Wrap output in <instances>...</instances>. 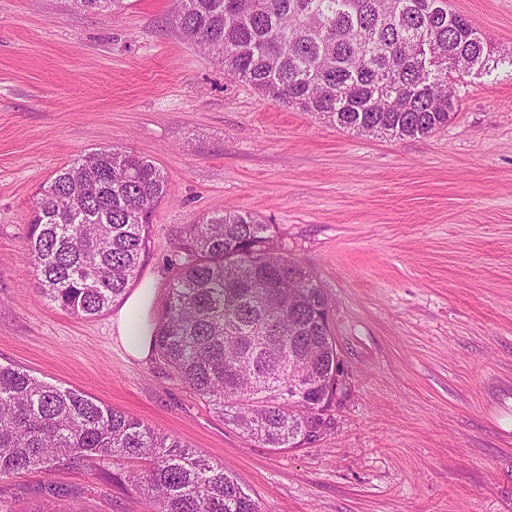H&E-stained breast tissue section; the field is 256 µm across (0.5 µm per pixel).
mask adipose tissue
I'll use <instances>...</instances> for the list:
<instances>
[{
	"label": "adipose tissue",
	"instance_id": "ef3b65f1",
	"mask_svg": "<svg viewBox=\"0 0 512 512\" xmlns=\"http://www.w3.org/2000/svg\"><path fill=\"white\" fill-rule=\"evenodd\" d=\"M154 301L152 286L138 288L116 317L117 331L126 351L136 359L149 357L152 347L149 311Z\"/></svg>",
	"mask_w": 512,
	"mask_h": 512
}]
</instances>
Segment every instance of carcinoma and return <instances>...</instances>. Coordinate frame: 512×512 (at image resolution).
I'll list each match as a JSON object with an SVG mask.
<instances>
[{"instance_id":"cac0c4a2","label":"carcinoma","mask_w":512,"mask_h":512,"mask_svg":"<svg viewBox=\"0 0 512 512\" xmlns=\"http://www.w3.org/2000/svg\"><path fill=\"white\" fill-rule=\"evenodd\" d=\"M124 0H73L107 10ZM171 23L228 75L330 125L385 138H426L460 99L448 81L503 60L448 0H174ZM168 194L150 159L112 146L56 171L32 202L28 249L38 293L75 316L121 302L149 249ZM153 325L173 375L243 437L274 451L331 428L342 403L328 298L281 252L276 226L239 211L184 228ZM112 460L106 474L153 498L157 512H262L238 479L140 420L72 388L0 365V479ZM148 465L122 475L121 462Z\"/></svg>"}]
</instances>
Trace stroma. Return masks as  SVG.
Returning <instances> with one entry per match:
<instances>
[{
    "label": "stroma",
    "instance_id": "1",
    "mask_svg": "<svg viewBox=\"0 0 512 512\" xmlns=\"http://www.w3.org/2000/svg\"><path fill=\"white\" fill-rule=\"evenodd\" d=\"M171 7L0 0V363L224 464L264 512H512V0H448L503 60L466 76L447 126L395 140L263 98ZM106 145L168 178L141 273L156 296L183 228L229 208L276 225L323 288L350 389L317 442L247 441L157 355L130 357L114 312L39 295L33 197ZM47 484L63 512H157L86 465L0 479V512H38Z\"/></svg>",
    "mask_w": 512,
    "mask_h": 512
}]
</instances>
